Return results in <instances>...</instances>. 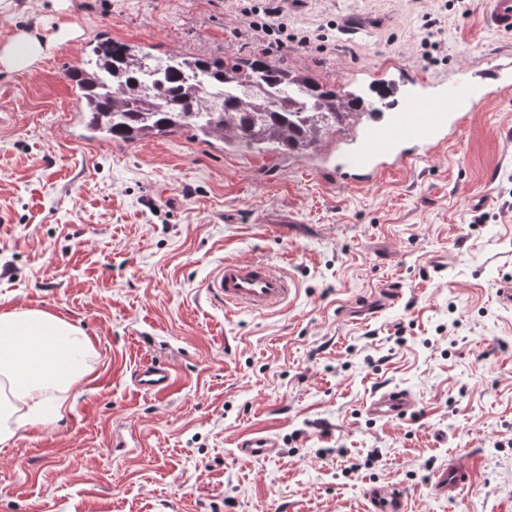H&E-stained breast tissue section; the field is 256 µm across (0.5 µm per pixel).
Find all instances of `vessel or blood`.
<instances>
[{
  "label": "vessel or blood",
  "instance_id": "vessel-or-blood-1",
  "mask_svg": "<svg viewBox=\"0 0 512 512\" xmlns=\"http://www.w3.org/2000/svg\"><path fill=\"white\" fill-rule=\"evenodd\" d=\"M485 20L499 33L512 35V0H486ZM376 84L404 89L405 94L390 111L372 114L350 149L333 164L329 174L340 182L367 184L385 170L436 155L478 108L512 97V54H500L486 72L468 71L452 82H433L394 64L377 71ZM207 291L225 308L266 312L287 298L291 285L263 262L228 261L210 279ZM131 380L136 390L159 399L176 384L171 367L159 361L137 366ZM412 406L407 391L381 388L372 394L366 412L375 420H394L404 418ZM239 451L248 458H268L277 448L270 437L253 433L240 442ZM471 482L470 468L451 465L437 474L434 488L451 498ZM366 500V512H409L408 496L394 485L371 486Z\"/></svg>",
  "mask_w": 512,
  "mask_h": 512
}]
</instances>
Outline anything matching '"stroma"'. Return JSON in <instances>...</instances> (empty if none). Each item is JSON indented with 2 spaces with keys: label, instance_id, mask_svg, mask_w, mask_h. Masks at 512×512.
<instances>
[{
  "label": "stroma",
  "instance_id": "1",
  "mask_svg": "<svg viewBox=\"0 0 512 512\" xmlns=\"http://www.w3.org/2000/svg\"><path fill=\"white\" fill-rule=\"evenodd\" d=\"M4 2L0 46L23 33L46 55L0 67V311L60 315L97 359L59 423L0 449V512H365L373 484L410 512H512V102L429 160L340 184L324 162L341 133L305 154L107 139L67 77L105 33L155 54L261 49L328 86L392 63L440 80L512 50L483 0H286L283 45L250 29L269 0ZM228 260L296 290L229 311L206 292ZM146 360L176 373L168 398L131 386ZM380 385L414 409L372 420ZM257 431L278 454L242 459ZM452 460L472 484L448 499L433 484Z\"/></svg>",
  "mask_w": 512,
  "mask_h": 512
}]
</instances>
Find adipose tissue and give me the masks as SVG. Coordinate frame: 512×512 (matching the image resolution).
<instances>
[{
  "label": "adipose tissue",
  "mask_w": 512,
  "mask_h": 512,
  "mask_svg": "<svg viewBox=\"0 0 512 512\" xmlns=\"http://www.w3.org/2000/svg\"><path fill=\"white\" fill-rule=\"evenodd\" d=\"M45 55L25 34L0 48V66L26 70ZM94 347L79 327L52 312H0V447L20 431L61 421L70 393L92 372Z\"/></svg>",
  "instance_id": "obj_1"
}]
</instances>
